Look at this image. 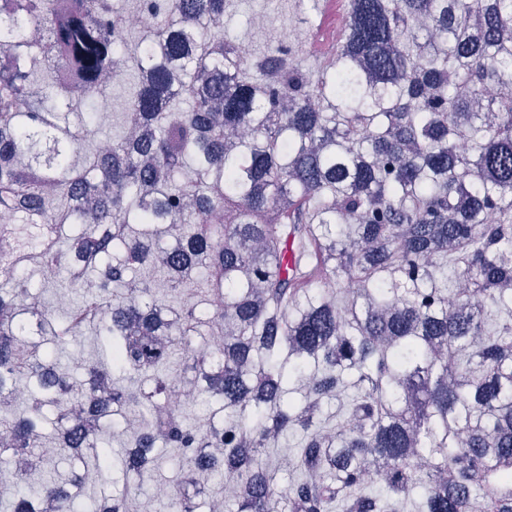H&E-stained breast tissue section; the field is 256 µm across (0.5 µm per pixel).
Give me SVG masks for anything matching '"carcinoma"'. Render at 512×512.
Instances as JSON below:
<instances>
[{
    "label": "carcinoma",
    "mask_w": 512,
    "mask_h": 512,
    "mask_svg": "<svg viewBox=\"0 0 512 512\" xmlns=\"http://www.w3.org/2000/svg\"><path fill=\"white\" fill-rule=\"evenodd\" d=\"M232 2L163 0L119 37L100 20L128 0L0 5V512L90 491L129 512L159 448L187 457L176 512H206L197 471L237 477L228 512H512V0H346L313 63L276 37L239 57ZM114 69L136 81L101 151ZM33 266L97 294L56 323L24 304ZM87 329L105 359L76 378L54 350ZM194 336L181 414L166 365ZM32 431L58 452L22 451ZM290 440L301 477L281 484L263 456ZM347 20L346 10L336 15L333 24L322 39V53H329L335 50L336 46L343 42L347 31Z\"/></svg>",
    "instance_id": "1"
}]
</instances>
